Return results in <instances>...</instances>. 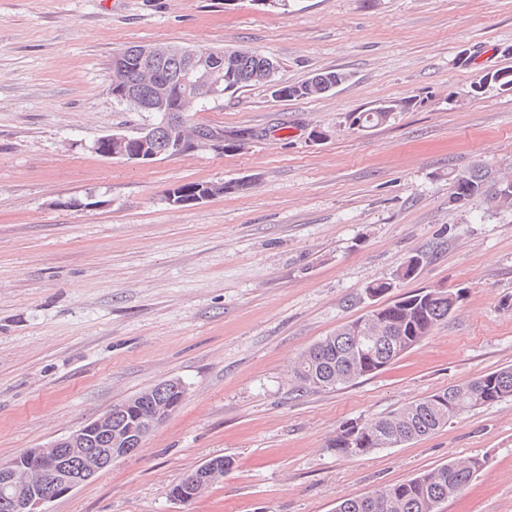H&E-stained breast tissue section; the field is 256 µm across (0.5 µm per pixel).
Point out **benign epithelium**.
<instances>
[{
  "mask_svg": "<svg viewBox=\"0 0 512 512\" xmlns=\"http://www.w3.org/2000/svg\"><path fill=\"white\" fill-rule=\"evenodd\" d=\"M181 62L179 79L167 83L153 96L121 86V100L137 112H155L161 123L134 135L114 132L96 140L93 151L104 158L147 164L161 157L183 156L198 151L224 153V131L198 129L188 134L179 108L168 103L175 92L182 99L199 101L223 94L224 61L213 51L175 44L144 45L118 54L112 72L126 75L134 65L152 61ZM224 193L222 186L207 184L188 198L177 188L168 194L175 206L200 203ZM161 397L151 402L128 401L91 419L68 436L41 448H30L11 464L0 468V512H48L47 504L96 477L118 459L135 454L154 427L165 421L182 403L186 389L179 380L160 383ZM219 477V466L209 461L183 476L170 489V497L191 502Z\"/></svg>",
  "mask_w": 512,
  "mask_h": 512,
  "instance_id": "1",
  "label": "benign epithelium"
}]
</instances>
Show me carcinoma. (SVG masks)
<instances>
[{"instance_id": "1", "label": "carcinoma", "mask_w": 512, "mask_h": 512, "mask_svg": "<svg viewBox=\"0 0 512 512\" xmlns=\"http://www.w3.org/2000/svg\"><path fill=\"white\" fill-rule=\"evenodd\" d=\"M229 63L224 65V94L260 83L267 55L254 50H229ZM173 77L169 70L151 75L140 69L127 79L136 83L141 93L151 95L157 80ZM350 125L376 127L389 121L384 112L372 118L362 113L348 116ZM450 201L466 203L484 197L496 210H512V177L496 176L482 166L458 174L450 183ZM420 257H408L390 279L369 283L364 292L377 297L397 286V282L418 274ZM462 299L461 290L429 289L398 298L381 306L377 325L369 329L364 340L366 356L352 350L350 323L338 327L302 353L291 368V375L302 389H334L376 373L394 363L415 347L435 328L448 321ZM512 397V367L488 372L467 382L452 385L397 411L365 423L350 422L340 426L332 447L347 442L349 437L361 443L360 448L344 447L351 456L366 455L380 448L428 436L448 423L451 416L461 418L468 412ZM485 459L470 456L451 460L416 477L393 485L381 486L367 497L345 498L336 512H439L440 505L462 491L483 468Z\"/></svg>"}]
</instances>
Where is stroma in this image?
<instances>
[{
	"label": "stroma",
	"instance_id": "obj_1",
	"mask_svg": "<svg viewBox=\"0 0 512 512\" xmlns=\"http://www.w3.org/2000/svg\"><path fill=\"white\" fill-rule=\"evenodd\" d=\"M173 43L272 57L279 82L341 71L313 97L255 85L189 123L249 128L247 148L149 164L93 150L158 121L112 95V61ZM469 65L458 62L461 54ZM512 0H0V462L79 429L155 384L186 394L132 456L49 512H335L338 502L455 458L485 467L441 512H512V399L363 456L338 428L512 366V212L449 203L454 175L512 173ZM398 101L391 122L348 115ZM247 190L174 206L188 182ZM385 294L462 290L454 315L392 365L335 390L288 368ZM194 501L171 485L215 457ZM414 260H417V263ZM419 268V255L410 256L397 268L392 278L374 280L365 287L364 292L370 297H377L387 293L392 288H396L398 281L414 278L418 274Z\"/></svg>",
	"mask_w": 512,
	"mask_h": 512
}]
</instances>
